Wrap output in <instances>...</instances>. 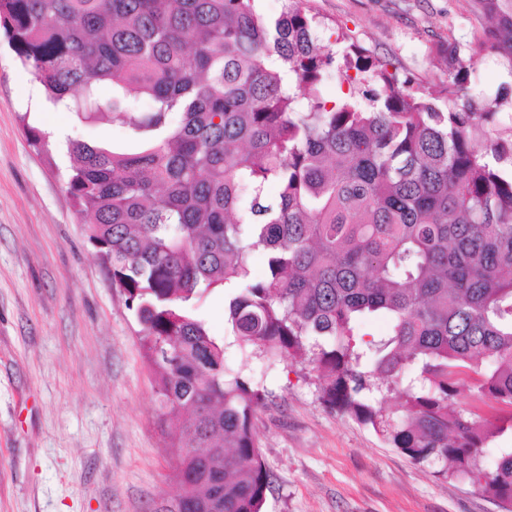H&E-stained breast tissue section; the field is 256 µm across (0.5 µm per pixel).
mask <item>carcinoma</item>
I'll list each match as a JSON object with an SVG mask.
<instances>
[{"label": "carcinoma", "mask_w": 512, "mask_h": 512, "mask_svg": "<svg viewBox=\"0 0 512 512\" xmlns=\"http://www.w3.org/2000/svg\"><path fill=\"white\" fill-rule=\"evenodd\" d=\"M483 4L473 53L512 76V10ZM320 26L297 0L274 17L255 0H0L47 100L112 114L138 146L68 140L65 184L141 325L168 512H261L255 360L310 369L324 407L512 507V448L486 463L512 430V143L485 130L512 82L473 92L452 46L448 85L401 81L364 49L325 50ZM333 72L368 86L331 101ZM215 291L220 339L196 314ZM376 319L385 335L362 331Z\"/></svg>", "instance_id": "cac0c4a2"}]
</instances>
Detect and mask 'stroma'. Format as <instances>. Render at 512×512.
I'll list each match as a JSON object with an SVG mask.
<instances>
[{
	"mask_svg": "<svg viewBox=\"0 0 512 512\" xmlns=\"http://www.w3.org/2000/svg\"><path fill=\"white\" fill-rule=\"evenodd\" d=\"M333 51L354 44L389 72L447 81L439 50L455 42L471 80L507 79L496 53L473 57L481 0H301ZM39 86L0 35V512H148L175 494L140 326L89 242L60 169L26 126L68 128L109 144L117 122L82 124L36 109ZM271 391L255 420L273 486L263 512H502L464 482L433 477L371 428L330 412L298 369L254 363Z\"/></svg>",
	"mask_w": 512,
	"mask_h": 512,
	"instance_id": "35a3bbf8",
	"label": "stroma"
}]
</instances>
